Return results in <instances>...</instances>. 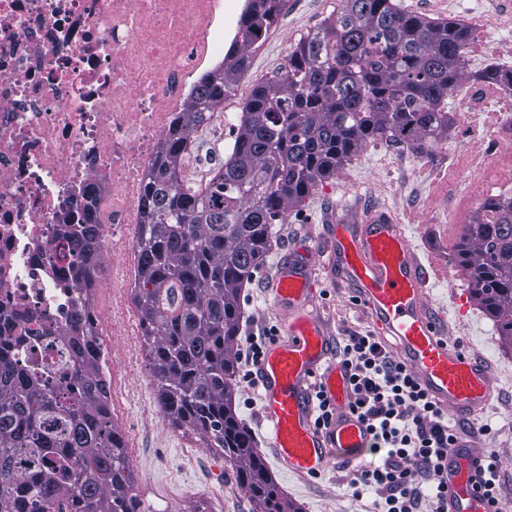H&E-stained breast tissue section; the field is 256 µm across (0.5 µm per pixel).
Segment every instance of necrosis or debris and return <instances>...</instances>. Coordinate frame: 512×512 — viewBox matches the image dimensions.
<instances>
[{"instance_id":"1","label":"necrosis or debris","mask_w":512,"mask_h":512,"mask_svg":"<svg viewBox=\"0 0 512 512\" xmlns=\"http://www.w3.org/2000/svg\"><path fill=\"white\" fill-rule=\"evenodd\" d=\"M224 0H0V335H32L22 366L55 365V337L79 296L57 262L67 225L98 226V277L133 289L127 261L141 194L163 137L188 111L198 73L238 28ZM486 126L478 171L512 138V94ZM234 113L218 108L190 133L198 183L204 141Z\"/></svg>"}]
</instances>
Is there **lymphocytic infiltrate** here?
I'll use <instances>...</instances> for the list:
<instances>
[{
	"label": "lymphocytic infiltrate",
	"instance_id": "obj_1",
	"mask_svg": "<svg viewBox=\"0 0 512 512\" xmlns=\"http://www.w3.org/2000/svg\"><path fill=\"white\" fill-rule=\"evenodd\" d=\"M351 391L349 409L372 432L371 459L356 481L375 488L380 512H448V451L461 429L451 427L441 407L406 365L377 336H351L339 350Z\"/></svg>",
	"mask_w": 512,
	"mask_h": 512
}]
</instances>
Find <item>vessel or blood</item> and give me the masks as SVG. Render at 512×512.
Masks as SVG:
<instances>
[{
  "label": "vessel or blood",
  "instance_id": "b4317fda",
  "mask_svg": "<svg viewBox=\"0 0 512 512\" xmlns=\"http://www.w3.org/2000/svg\"><path fill=\"white\" fill-rule=\"evenodd\" d=\"M340 269L356 286L357 299L392 336L399 359L430 397L468 419L495 396L480 360L449 345L428 303L429 276L400 225L379 210L355 219L338 216L326 250L307 244L289 249L269 284L284 315L283 335L270 343L257 368L266 440L279 464L300 477L324 472L331 460L353 464L370 448L366 425L349 411L347 375L337 364L328 332L312 310L320 263ZM335 411L327 427L313 424L314 391ZM481 468L468 448L448 458V512H495L482 488Z\"/></svg>",
  "mask_w": 512,
  "mask_h": 512
}]
</instances>
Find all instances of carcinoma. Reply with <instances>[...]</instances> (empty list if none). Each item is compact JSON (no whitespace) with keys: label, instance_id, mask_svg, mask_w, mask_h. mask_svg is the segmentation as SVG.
<instances>
[{"label":"carcinoma","instance_id":"obj_1","mask_svg":"<svg viewBox=\"0 0 512 512\" xmlns=\"http://www.w3.org/2000/svg\"><path fill=\"white\" fill-rule=\"evenodd\" d=\"M283 0H248L240 39L198 81L190 110L169 129L142 195L138 284L144 343L161 413L218 448L256 512H299L273 481L232 408L239 298L272 252L273 224L362 146L379 142L425 158L448 140V91L467 78L471 27L426 20L393 0H342L302 37L278 76L245 101L224 164L205 188L184 186L190 131L224 104L249 48ZM476 79L512 93V69ZM85 290L99 260L93 224L68 225ZM457 266L512 347V197L486 199L464 225ZM85 305L65 328L61 357L74 383L25 369L0 351V512H146L112 426L103 348Z\"/></svg>","mask_w":512,"mask_h":512}]
</instances>
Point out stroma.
<instances>
[{"label": "stroma", "instance_id": "obj_1", "mask_svg": "<svg viewBox=\"0 0 512 512\" xmlns=\"http://www.w3.org/2000/svg\"><path fill=\"white\" fill-rule=\"evenodd\" d=\"M411 14L432 20L491 15L496 24L475 29L468 56L469 71L494 63L512 68V0H394ZM341 5L340 0H292V19L278 18L274 43L259 41L249 50L252 68L274 77L288 64V55L301 37L322 26ZM454 122L448 141L434 157L421 158L386 145H368L345 163L336 176L319 183L305 204L290 208L285 220L273 227L278 243L258 268L242 294L244 317L239 336L261 334L281 326L282 313L266 287L277 266L295 244L322 248L331 218L340 205L385 209L394 215L410 240L414 253L430 275L429 303L442 316V329L450 344L479 358L495 386L492 409L479 414L478 424L491 427L488 435L470 438L469 446L481 456L495 457L500 475V504L512 512V347L505 345L493 319L473 300L465 278H448L454 267L458 240L454 221H469L474 198L512 191V139L501 144L500 165L482 172L457 168L463 152L480 148L481 132L458 123L465 110L462 93L448 99ZM457 168L466 184L455 194L447 181L449 168ZM319 291L315 311L330 336L342 339L375 330L374 318L361 308L353 283L339 270L316 272ZM94 302L103 313L101 327L111 339L108 361L122 370L128 394L111 404L112 424L128 446V462L135 491L155 512H254L248 493L238 484L222 455L206 447L201 437L174 428L160 412L148 353L143 343L139 312L112 313V289L96 285ZM257 388L234 386V411L258 441L275 483L303 512H374L378 494L355 489V468L332 464L321 476L301 478L280 467L260 425Z\"/></svg>", "mask_w": 512, "mask_h": 512}]
</instances>
